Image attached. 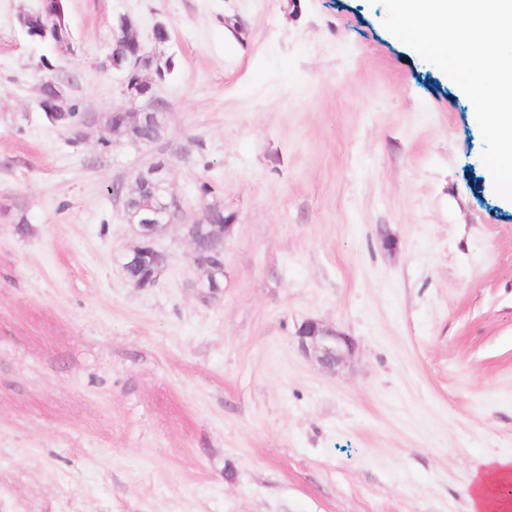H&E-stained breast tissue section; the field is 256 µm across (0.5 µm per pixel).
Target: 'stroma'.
I'll list each match as a JSON object with an SVG mask.
<instances>
[{"label": "stroma", "mask_w": 512, "mask_h": 512, "mask_svg": "<svg viewBox=\"0 0 512 512\" xmlns=\"http://www.w3.org/2000/svg\"><path fill=\"white\" fill-rule=\"evenodd\" d=\"M68 5L58 44L0 0V512H469L512 458V205L471 101L368 0ZM122 15L174 61L152 146L92 122L150 108L109 65ZM65 75L78 139L38 107ZM160 152L180 221L136 288L124 201ZM205 182L235 217L213 299ZM309 318L353 340L336 372ZM295 339L299 348L327 371H335L353 351L349 337L315 319L303 321L296 330Z\"/></svg>", "instance_id": "1"}]
</instances>
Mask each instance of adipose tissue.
I'll return each mask as SVG.
<instances>
[{
	"mask_svg": "<svg viewBox=\"0 0 512 512\" xmlns=\"http://www.w3.org/2000/svg\"><path fill=\"white\" fill-rule=\"evenodd\" d=\"M470 512H512V459L491 458L472 475Z\"/></svg>",
	"mask_w": 512,
	"mask_h": 512,
	"instance_id": "obj_1",
	"label": "adipose tissue"
}]
</instances>
